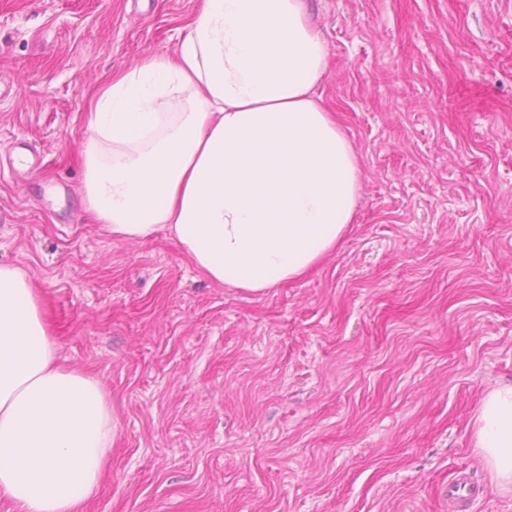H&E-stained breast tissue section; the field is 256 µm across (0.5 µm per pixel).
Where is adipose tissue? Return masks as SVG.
Returning <instances> with one entry per match:
<instances>
[{"mask_svg":"<svg viewBox=\"0 0 512 512\" xmlns=\"http://www.w3.org/2000/svg\"><path fill=\"white\" fill-rule=\"evenodd\" d=\"M187 29L93 101L84 207L121 240L170 230L211 281L297 279L335 250L363 178L315 93L329 47L305 0H200ZM57 360L32 277L0 265V496L16 512H80L112 450L100 381ZM474 446L512 491V384L483 398Z\"/></svg>","mask_w":512,"mask_h":512,"instance_id":"1","label":"adipose tissue"}]
</instances>
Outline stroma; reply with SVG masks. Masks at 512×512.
<instances>
[{
    "label": "stroma",
    "mask_w": 512,
    "mask_h": 512,
    "mask_svg": "<svg viewBox=\"0 0 512 512\" xmlns=\"http://www.w3.org/2000/svg\"><path fill=\"white\" fill-rule=\"evenodd\" d=\"M197 0H0V264L117 420L81 512H512L474 449L512 383V0H307L365 172L335 253L259 293L82 204L86 112ZM479 492V487L471 481L465 471H461L458 477L448 484V500L458 507H464L470 500H476Z\"/></svg>",
    "instance_id": "1"
}]
</instances>
